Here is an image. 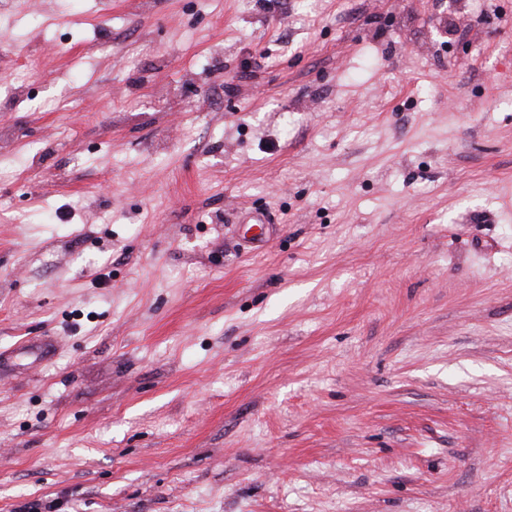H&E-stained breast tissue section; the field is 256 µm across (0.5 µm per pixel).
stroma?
<instances>
[{"label": "stroma", "instance_id": "obj_1", "mask_svg": "<svg viewBox=\"0 0 512 512\" xmlns=\"http://www.w3.org/2000/svg\"><path fill=\"white\" fill-rule=\"evenodd\" d=\"M50 502L512 512V0H0V512Z\"/></svg>", "mask_w": 512, "mask_h": 512}]
</instances>
